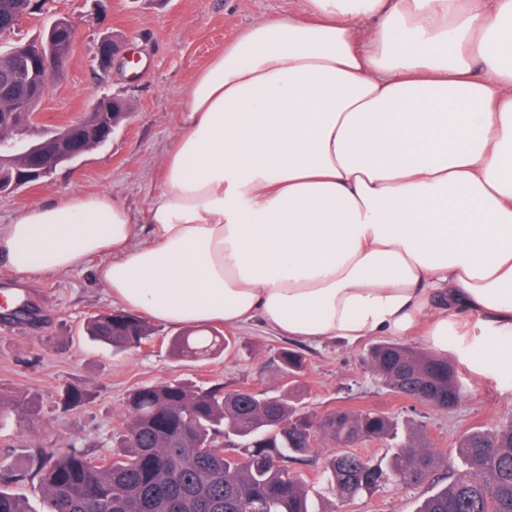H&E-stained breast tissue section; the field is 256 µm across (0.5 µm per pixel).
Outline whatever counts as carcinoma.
Returning <instances> with one entry per match:
<instances>
[{
  "label": "carcinoma",
  "mask_w": 512,
  "mask_h": 512,
  "mask_svg": "<svg viewBox=\"0 0 512 512\" xmlns=\"http://www.w3.org/2000/svg\"><path fill=\"white\" fill-rule=\"evenodd\" d=\"M36 0H0V19L23 17ZM76 24L62 34L46 30L29 42L59 58L71 52ZM28 73L16 47L0 53V73ZM15 97H0V133L26 141L29 128L11 111ZM102 113L83 118L79 134L89 149ZM86 334L114 351L136 349L153 335L150 323L125 309L88 318ZM235 345L220 333L188 330L171 343L177 358L200 359ZM371 369L402 397L444 408L464 397L457 366L398 342H378L368 352ZM304 354L291 347L278 353V371L287 383L277 389H224L182 382L143 385L128 393L124 418L112 434V457L77 449L66 437L53 448H36L27 471L0 472V512H31L25 499L6 485L38 479L45 512H311L303 479L289 469L306 461L320 435L341 445L394 436L391 418L373 409L326 416L304 410L299 377ZM75 385L61 393L64 407L84 404ZM462 470L442 490L426 497L417 512H512V418L494 430H471L460 440ZM429 446L396 445L387 461L343 451L330 455L323 473L348 499L391 484L419 485L441 467Z\"/></svg>",
  "instance_id": "obj_1"
}]
</instances>
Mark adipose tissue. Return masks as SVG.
Wrapping results in <instances>:
<instances>
[{
    "instance_id": "ef3b65f1",
    "label": "adipose tissue",
    "mask_w": 512,
    "mask_h": 512,
    "mask_svg": "<svg viewBox=\"0 0 512 512\" xmlns=\"http://www.w3.org/2000/svg\"><path fill=\"white\" fill-rule=\"evenodd\" d=\"M369 37H361L362 24ZM140 214L110 194L0 228L21 270L79 269L191 328L304 342L492 331L512 376V0H302L200 71Z\"/></svg>"
}]
</instances>
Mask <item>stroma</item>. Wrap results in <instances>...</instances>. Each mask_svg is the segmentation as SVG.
<instances>
[{"label":"stroma","mask_w":512,"mask_h":512,"mask_svg":"<svg viewBox=\"0 0 512 512\" xmlns=\"http://www.w3.org/2000/svg\"><path fill=\"white\" fill-rule=\"evenodd\" d=\"M299 9L300 0H102L98 5L93 0H47L42 10L23 16L13 32L0 36V52L40 37L57 18L77 25L75 48L40 102L30 139L89 112L100 96L124 98L132 111L105 145L57 167L40 183L0 193V226L31 204L74 192H106L133 212L142 211L160 185V159L173 142L179 108L195 74L244 26ZM107 33L121 38L138 59L136 73L121 65L108 74L97 69L96 45ZM92 270L88 264L68 273L20 271L0 261V294L25 289L38 309L36 320L0 329V399L21 396L33 410L26 426L0 422V468H25L32 448L51 447L61 434L77 448L110 455L126 396L143 384L185 381L229 389L279 385L274 360L287 339L256 321L224 328V335L235 337L236 348L200 360L173 358L169 348L178 329L159 322L153 338L121 354L90 342L82 334L85 319L118 306ZM368 348V343L352 346L341 339L301 344L306 358L304 404L320 415L381 410L392 417L398 438L423 435L446 460L429 482L391 485L344 505L345 512H415L460 469L458 440L463 433L490 430L512 418V378L499 376L494 363L484 360L482 345H473L472 357L484 360L482 371L474 373L468 362L459 361L465 397L446 411L391 392L372 374ZM70 383L83 388L87 400L67 410L59 395ZM335 449L334 441L325 440L306 463L293 467L308 487L315 512H331L335 503L323 474L325 458Z\"/></svg>","instance_id":"stroma-1"}]
</instances>
